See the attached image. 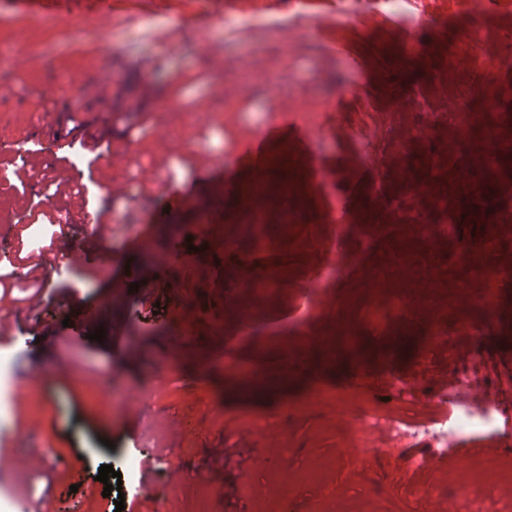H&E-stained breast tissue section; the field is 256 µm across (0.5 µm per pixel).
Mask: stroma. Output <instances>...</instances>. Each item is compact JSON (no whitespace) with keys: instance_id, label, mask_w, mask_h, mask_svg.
<instances>
[{"instance_id":"obj_1","label":"stroma","mask_w":512,"mask_h":512,"mask_svg":"<svg viewBox=\"0 0 512 512\" xmlns=\"http://www.w3.org/2000/svg\"><path fill=\"white\" fill-rule=\"evenodd\" d=\"M217 2L114 0L106 19L86 0H61L38 22L0 5V46L16 30L26 36L0 68V311L44 338L33 348L0 345L29 362L39 384L0 408L13 431L0 459L48 448L53 464L31 479L51 512H107L96 479L104 464L121 472L135 512H427L466 481L477 498L512 499V484L483 465L489 449L512 444V279L489 310L480 275L512 269V223L499 220L512 212V166L490 192L477 163L485 127L512 130V68L492 66L512 58V13L503 0L476 11L467 0H235L230 15L242 25L229 29L210 18ZM464 38L468 52L456 55ZM244 69L253 83L238 80ZM60 85L79 93L76 116L55 96ZM33 86L40 94L27 95ZM460 109L481 113L482 125L461 134ZM283 112L315 114L313 149L333 183L321 192L306 165L289 169L287 190L266 207L265 237L254 242L245 231L249 177L241 175L218 211L235 245L217 249L179 192L206 191L208 172ZM38 116L54 125L40 138ZM82 124L110 144L112 164L85 148ZM18 142L26 157L13 152ZM53 163L81 189L80 206L111 226L112 259L53 272L41 291L47 310L35 321L27 289L9 273L37 262L33 238L66 229L57 216L69 198L44 200L41 179ZM114 179L125 196L106 195ZM130 224L153 248L174 250L175 263L154 265ZM424 225L445 233L428 239ZM408 254L418 261L413 280L399 265ZM339 255L345 266L336 275ZM381 273L387 289L406 295L407 310L377 326L364 312L378 300ZM254 275L282 284L254 302L243 288ZM173 277L184 282L188 311L164 301L151 312L145 300L160 294L151 279ZM210 280L223 296L203 289ZM86 303L99 309L103 341L87 337ZM116 336L140 344L143 356L121 359ZM176 340L184 348L173 359ZM228 359L267 370L268 382L242 389L224 369ZM475 359L482 395L509 405L492 424L463 430L446 457L423 468L421 444L398 442L372 458L360 451V412L401 410L389 378L417 403L407 417H456L462 408L446 394L455 371ZM100 372L111 373L112 388L88 400ZM131 389L144 394L139 417L108 412L112 391ZM315 389L329 402L293 410ZM35 414L43 429L31 436L25 422ZM252 418L267 421L261 435L247 428ZM213 448L224 451L218 469ZM145 454L152 470H126L128 458ZM175 465L198 475L167 482L162 471ZM283 471V499L269 501Z\"/></svg>"}]
</instances>
